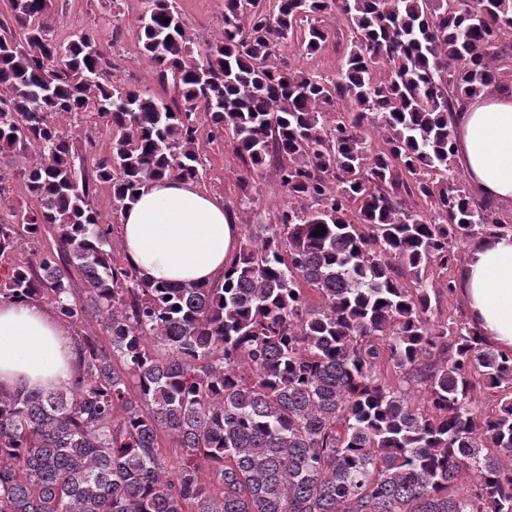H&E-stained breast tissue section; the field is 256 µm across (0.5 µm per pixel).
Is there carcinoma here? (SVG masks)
Returning <instances> with one entry per match:
<instances>
[{"label": "carcinoma", "mask_w": 512, "mask_h": 512, "mask_svg": "<svg viewBox=\"0 0 512 512\" xmlns=\"http://www.w3.org/2000/svg\"><path fill=\"white\" fill-rule=\"evenodd\" d=\"M146 2L140 53L169 98L121 83L90 32L49 37L50 0L0 20V158L35 151L37 202L0 224V256L56 237L0 300L46 297L74 326L92 309L109 340L76 339L68 385L0 393V512H512V354L441 310L462 244L512 236L452 146L461 105L512 94V0H224L202 43L174 0ZM337 23L336 74L281 57ZM92 112L112 148L90 178L62 122ZM202 124L242 163L241 208L271 166L288 206L246 227L224 281L153 285L114 254L93 184L121 213L152 180H198Z\"/></svg>", "instance_id": "cac0c4a2"}]
</instances>
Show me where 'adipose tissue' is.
I'll return each mask as SVG.
<instances>
[{"label": "adipose tissue", "mask_w": 512, "mask_h": 512, "mask_svg": "<svg viewBox=\"0 0 512 512\" xmlns=\"http://www.w3.org/2000/svg\"><path fill=\"white\" fill-rule=\"evenodd\" d=\"M457 160L475 194L512 204V96L488 90L457 112ZM125 256L141 277L170 284L222 277L239 227L224 204L193 181L155 180L122 212ZM467 309L499 349L512 351V237L476 241L461 276ZM77 355L66 325L33 302H0V391L69 384Z\"/></svg>", "instance_id": "1"}]
</instances>
